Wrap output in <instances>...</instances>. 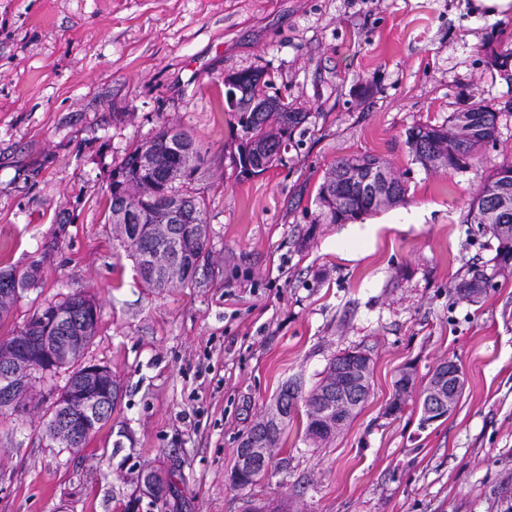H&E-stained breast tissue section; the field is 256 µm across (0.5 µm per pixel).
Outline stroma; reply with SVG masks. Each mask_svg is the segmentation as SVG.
Masks as SVG:
<instances>
[{"label":"stroma","mask_w":512,"mask_h":512,"mask_svg":"<svg viewBox=\"0 0 512 512\" xmlns=\"http://www.w3.org/2000/svg\"><path fill=\"white\" fill-rule=\"evenodd\" d=\"M512 18L469 0H0V264L41 266L0 337L81 291L99 305L84 361L121 397L85 448L46 434L64 375L0 418V512H173L142 490L172 479L174 512H512V268L479 302L454 292L497 241L466 221L512 160V77L491 53ZM308 112L264 174L237 178L224 79L247 68ZM485 102L498 133L460 171L424 169L411 127ZM183 129L203 162L209 264L144 287L112 235L104 195L127 149ZM374 154L404 204L351 224L316 200L336 159ZM373 360L370 396L329 443L289 433L288 466L238 490L242 436L282 382L312 386L331 358ZM454 360L464 389L421 425L417 393L387 415L405 366Z\"/></svg>","instance_id":"obj_1"}]
</instances>
